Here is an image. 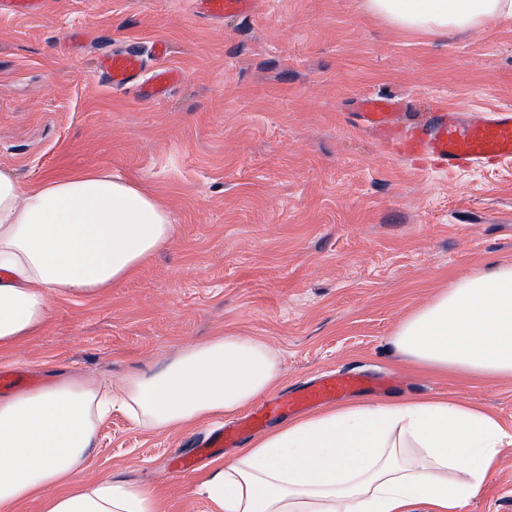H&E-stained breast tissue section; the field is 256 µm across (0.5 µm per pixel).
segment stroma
<instances>
[{"mask_svg": "<svg viewBox=\"0 0 512 512\" xmlns=\"http://www.w3.org/2000/svg\"><path fill=\"white\" fill-rule=\"evenodd\" d=\"M168 43L181 82L160 100L114 90L98 53ZM413 111L512 106V19L433 37L390 26L366 0H256L214 21L194 0H50L0 15V171L22 184L88 167L154 192L174 231L132 276L50 300L43 328L0 369L42 383H121L210 336L265 341L277 392L331 368L392 372L393 399L463 398L512 432V378L464 380L395 351L397 327L458 280L512 264V164L464 173L408 158L365 131L354 101ZM157 431L113 411L94 476L155 490L165 512H211L210 463L171 460L210 427ZM467 512H512V446Z\"/></svg>", "mask_w": 512, "mask_h": 512, "instance_id": "35a3bbf8", "label": "stroma"}]
</instances>
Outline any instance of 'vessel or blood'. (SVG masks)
I'll use <instances>...</instances> for the list:
<instances>
[{
  "label": "vessel or blood",
  "mask_w": 512,
  "mask_h": 512,
  "mask_svg": "<svg viewBox=\"0 0 512 512\" xmlns=\"http://www.w3.org/2000/svg\"><path fill=\"white\" fill-rule=\"evenodd\" d=\"M48 0H0V12L37 16L45 12ZM254 0H198L199 12L219 20L228 15L250 12ZM143 67L141 55L119 51L101 55L95 74L106 86L122 89L130 84ZM180 72L165 65L154 69L146 79L142 95L156 100L167 96L180 82ZM357 109L363 127L384 142H398L410 155H427L451 172L472 169L495 159L512 161V108L496 107L470 116L451 108H435L419 118L406 116L403 99L379 94L358 98ZM372 377L353 368L322 372L314 380L264 401L260 408L237 422L195 439L183 453L180 470L190 472L197 457L236 447L242 432L263 428L284 415L331 404L373 388Z\"/></svg>",
  "instance_id": "obj_1"
}]
</instances>
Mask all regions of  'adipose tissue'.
Instances as JSON below:
<instances>
[{
  "label": "adipose tissue",
  "instance_id": "ef3b65f1",
  "mask_svg": "<svg viewBox=\"0 0 512 512\" xmlns=\"http://www.w3.org/2000/svg\"><path fill=\"white\" fill-rule=\"evenodd\" d=\"M406 31L445 36L512 17V0H368ZM171 213L104 169L22 185L0 172V351L48 320L49 296L97 294L159 250ZM391 344L415 364L465 378L512 377V265L476 273L404 320ZM278 381L262 340L214 336L119 389L64 377L0 396V512L41 498L42 512H161L155 493L93 478L98 430L113 406L140 424L186 427L249 406ZM512 444L492 415L461 399L364 401L282 423L211 462L213 512H464Z\"/></svg>",
  "mask_w": 512,
  "mask_h": 512
}]
</instances>
